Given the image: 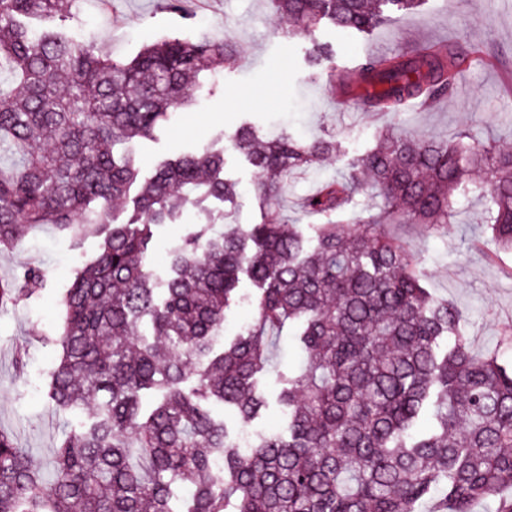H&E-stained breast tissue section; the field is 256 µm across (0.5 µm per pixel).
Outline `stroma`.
<instances>
[{"label": "stroma", "instance_id": "35a3bbf8", "mask_svg": "<svg viewBox=\"0 0 512 512\" xmlns=\"http://www.w3.org/2000/svg\"><path fill=\"white\" fill-rule=\"evenodd\" d=\"M54 23L77 37L91 35L125 58L164 36L236 43L234 64L196 93L193 109L175 113L153 139L137 143L135 151L149 167L222 139L224 175L237 182L239 192L231 221L242 229L265 218L253 196L259 173L232 142L245 122L264 132L284 128L304 139L331 134L341 145L337 156L290 182L282 212L293 219L301 216L300 199L336 178L389 125L442 141L456 140L466 130L476 141L512 150V0H423L416 9L392 14L388 24L368 35H346L329 24L311 33L289 32L269 0H214L207 12L189 6L181 14L162 10L159 0H78L68 17ZM317 42L331 44L334 52L318 75L308 63ZM427 45L476 46L483 60L457 76L449 95L427 103L412 101L395 114L366 112L358 103L342 101L332 72L353 68L368 56ZM242 91L253 93L255 102L239 99ZM487 204L485 197H470L456 224H388L383 231L412 251L425 287L461 311L473 354L494 351L502 364L512 367V279L502 273L512 268V252L500 253L489 264L467 249L475 237L487 247L495 245L485 224ZM199 221L197 212L187 208L174 223L155 228L156 270H163L167 249ZM96 250V238L75 242L44 225L0 254L1 275L33 263L48 276L39 295L0 307V429L16 437L46 477L57 441L88 419L81 410L56 411L47 399V385L59 355L51 337L61 324V296Z\"/></svg>", "mask_w": 512, "mask_h": 512}]
</instances>
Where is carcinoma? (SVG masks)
Masks as SVG:
<instances>
[{"instance_id":"obj_1","label":"carcinoma","mask_w":512,"mask_h":512,"mask_svg":"<svg viewBox=\"0 0 512 512\" xmlns=\"http://www.w3.org/2000/svg\"><path fill=\"white\" fill-rule=\"evenodd\" d=\"M420 0H270L292 30L330 22L368 34ZM78 0H0V253L25 228L52 225L96 255L62 295L60 349L48 394L60 410L97 402L90 423L62 437L45 482L14 437L0 431V512H416L443 485L435 512H472L494 498L512 512V368L476 356L460 311L423 286L413 255L386 224H453L456 204L482 192L487 223L512 250V152L448 144L388 126L348 169L306 196L322 219L312 233L281 215L224 230L236 184L219 176L213 143L141 177L135 142L189 106L206 78L235 61L230 40L163 37L127 61L102 42H78L33 21ZM480 53L428 46L366 57L344 96L396 113L410 99L445 96ZM260 173L265 208L288 181L340 152L333 136L267 139L248 125L233 137ZM138 186L131 215L115 203ZM371 189L380 199L360 230L336 217ZM191 206L204 216L169 249L164 275L147 265L153 228ZM246 276L256 287L251 324L219 342ZM26 264L0 278V306L42 291ZM303 364L272 370L283 334ZM288 436L254 433L247 448L213 416L215 404L252 424L269 408Z\"/></svg>"}]
</instances>
